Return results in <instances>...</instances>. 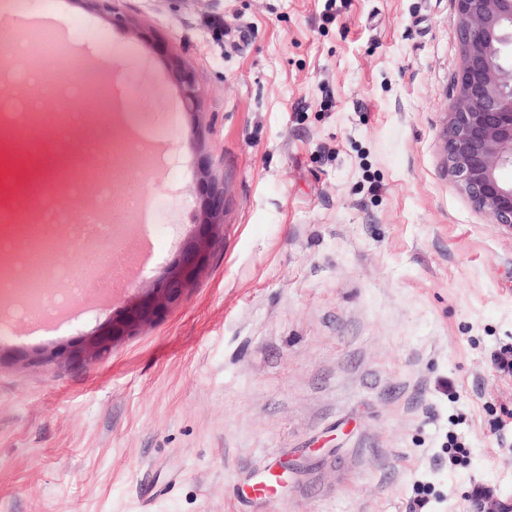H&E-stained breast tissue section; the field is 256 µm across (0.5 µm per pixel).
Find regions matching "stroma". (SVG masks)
I'll return each mask as SVG.
<instances>
[{
  "label": "stroma",
  "instance_id": "1",
  "mask_svg": "<svg viewBox=\"0 0 512 512\" xmlns=\"http://www.w3.org/2000/svg\"><path fill=\"white\" fill-rule=\"evenodd\" d=\"M83 0L51 12L80 61L100 59L146 147L127 225H166L130 282L33 327L0 308L28 351L92 330L155 280L192 227L201 163L224 182L208 271L156 323L87 367L0 364V512H476L512 506V229L474 208L443 162L461 67L455 0ZM154 32L198 80L203 139L177 77L134 33ZM53 140L81 191L0 121V211L78 223L100 205L123 121ZM466 448L448 455L449 438ZM302 473L277 480L286 463Z\"/></svg>",
  "mask_w": 512,
  "mask_h": 512
}]
</instances>
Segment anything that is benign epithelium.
I'll return each instance as SVG.
<instances>
[{
    "label": "benign epithelium",
    "instance_id": "7a95c632",
    "mask_svg": "<svg viewBox=\"0 0 512 512\" xmlns=\"http://www.w3.org/2000/svg\"><path fill=\"white\" fill-rule=\"evenodd\" d=\"M107 13L110 23L126 18L112 0H83ZM461 69L457 97L442 132L448 175L492 223L512 229V181L501 171L512 168V0H456ZM174 70L187 114L201 110L193 72L180 61ZM195 224L163 274L135 293L117 314L65 345L33 352L0 347V360L25 365L100 360L121 340L162 317L181 301L206 270L223 227L224 190L205 165L195 183Z\"/></svg>",
    "mask_w": 512,
    "mask_h": 512
}]
</instances>
